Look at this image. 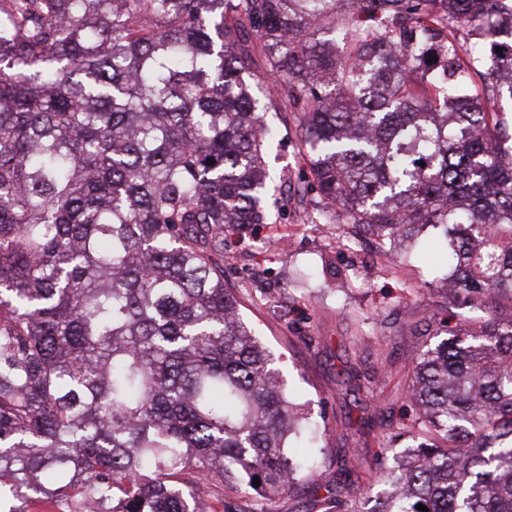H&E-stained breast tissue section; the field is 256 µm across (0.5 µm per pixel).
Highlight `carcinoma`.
<instances>
[{"instance_id": "cac0c4a2", "label": "carcinoma", "mask_w": 512, "mask_h": 512, "mask_svg": "<svg viewBox=\"0 0 512 512\" xmlns=\"http://www.w3.org/2000/svg\"><path fill=\"white\" fill-rule=\"evenodd\" d=\"M495 100L512 102L503 0H0V496L207 512L215 485L224 512H268L310 478L289 448L322 432L224 283L227 237L267 223L269 185L288 184L263 153L266 113L286 111L310 223L384 253L441 225L448 287L485 288L428 317L438 342L410 357L372 512H512V305L488 311L512 302Z\"/></svg>"}]
</instances>
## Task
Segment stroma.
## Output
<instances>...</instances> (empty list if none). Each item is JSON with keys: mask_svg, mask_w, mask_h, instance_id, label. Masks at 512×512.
Here are the masks:
<instances>
[{"mask_svg": "<svg viewBox=\"0 0 512 512\" xmlns=\"http://www.w3.org/2000/svg\"><path fill=\"white\" fill-rule=\"evenodd\" d=\"M268 120L277 138L265 160L288 168L289 191L303 190L298 122L285 112L269 113ZM334 233L333 225L305 224L294 214L258 225L245 239L229 238L224 250V280L237 290L244 317L279 355L295 401L330 430L315 482L297 484L272 512H316L315 499L335 486L344 465L353 485L381 491L368 468L375 438L387 429L380 403L346 389L344 381L352 372L374 378L394 401V417H401L414 333L425 310L448 305L444 228L425 229L406 254L388 257L370 244L352 251L336 246ZM276 301L288 317L274 313Z\"/></svg>", "mask_w": 512, "mask_h": 512, "instance_id": "1", "label": "stroma"}]
</instances>
